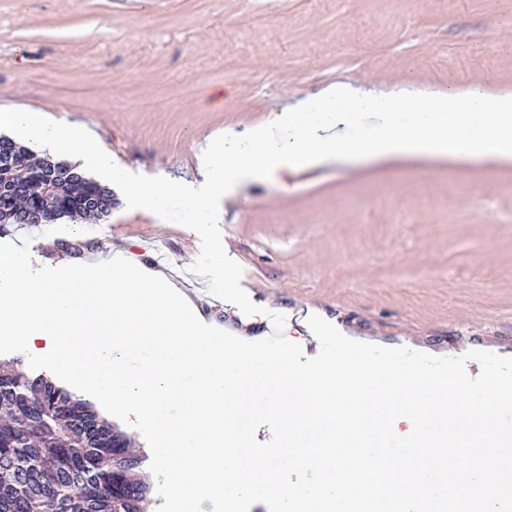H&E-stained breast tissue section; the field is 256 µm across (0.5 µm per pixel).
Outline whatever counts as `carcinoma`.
Here are the masks:
<instances>
[{
  "label": "carcinoma",
  "instance_id": "carcinoma-1",
  "mask_svg": "<svg viewBox=\"0 0 512 512\" xmlns=\"http://www.w3.org/2000/svg\"><path fill=\"white\" fill-rule=\"evenodd\" d=\"M0 148V186L10 185L18 157L29 182L53 180L49 193L28 200L0 192V224L20 223L31 206L41 224L98 219L112 208V191L72 165L33 162L6 137ZM100 196L106 205L90 207ZM20 365L0 362V512H151V488L139 478L143 452L91 402Z\"/></svg>",
  "mask_w": 512,
  "mask_h": 512
}]
</instances>
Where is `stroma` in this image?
Instances as JSON below:
<instances>
[{"instance_id":"stroma-1","label":"stroma","mask_w":512,"mask_h":512,"mask_svg":"<svg viewBox=\"0 0 512 512\" xmlns=\"http://www.w3.org/2000/svg\"><path fill=\"white\" fill-rule=\"evenodd\" d=\"M345 82L512 96V0H0V113L78 122L125 170L201 181L200 148ZM78 236H71V227ZM223 241L261 314L188 273L198 235L120 194L97 220L10 224L49 265L122 252L186 286L205 323L269 337L316 314L349 338L512 356V164L320 165L224 203Z\"/></svg>"}]
</instances>
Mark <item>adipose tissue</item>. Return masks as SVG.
<instances>
[{"label": "adipose tissue", "instance_id": "1", "mask_svg": "<svg viewBox=\"0 0 512 512\" xmlns=\"http://www.w3.org/2000/svg\"><path fill=\"white\" fill-rule=\"evenodd\" d=\"M0 126L17 139L39 141L50 153L75 155L98 183L122 184L128 202L144 210L175 195L192 210L208 211L245 183L277 182L283 174L339 160L512 161V98L477 90L417 96H364L342 86L322 91L310 102L271 114L251 132L248 146L231 135L216 141L200 159L205 178L196 187L127 181L97 135L78 123H59L23 109L6 113Z\"/></svg>", "mask_w": 512, "mask_h": 512}]
</instances>
